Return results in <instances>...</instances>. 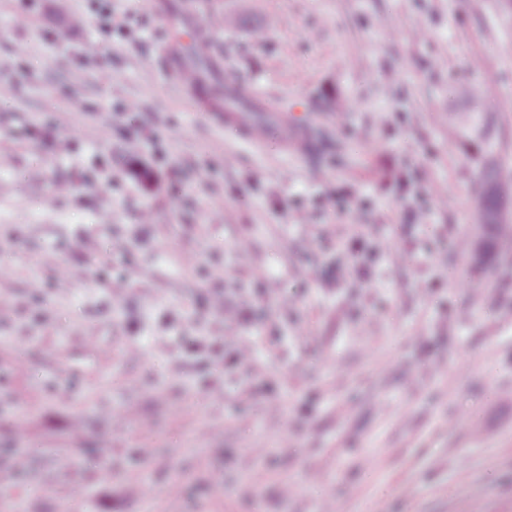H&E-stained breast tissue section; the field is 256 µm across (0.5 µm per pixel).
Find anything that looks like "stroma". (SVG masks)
Wrapping results in <instances>:
<instances>
[{
    "label": "stroma",
    "instance_id": "obj_1",
    "mask_svg": "<svg viewBox=\"0 0 512 512\" xmlns=\"http://www.w3.org/2000/svg\"><path fill=\"white\" fill-rule=\"evenodd\" d=\"M186 23L315 150L217 123ZM490 162L505 0H0V502L512 512V239L455 246Z\"/></svg>",
    "mask_w": 512,
    "mask_h": 512
}]
</instances>
